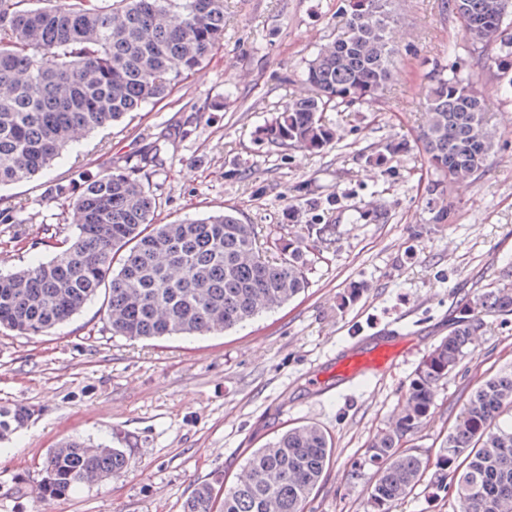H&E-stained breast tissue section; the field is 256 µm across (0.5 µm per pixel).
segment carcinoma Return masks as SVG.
I'll list each match as a JSON object with an SVG mask.
<instances>
[{
  "mask_svg": "<svg viewBox=\"0 0 512 512\" xmlns=\"http://www.w3.org/2000/svg\"><path fill=\"white\" fill-rule=\"evenodd\" d=\"M40 6H32V2ZM386 0H346L347 44L335 41L309 60L311 93L288 103L258 129L270 143L320 152L339 140L325 113L376 100L393 78L386 30L374 15ZM464 37L491 51L498 76L512 83V0H448ZM224 41V0H0V187L49 167L76 133H89L165 98ZM422 157L437 176L429 186L433 222L448 221L447 192L485 166L494 135L487 100L468 79L433 73L424 87ZM408 150L389 142L370 155L377 166ZM153 146L133 166L82 175L47 187L46 197L73 210L75 237L54 230L41 245L51 260L0 273V328L38 336L69 322L99 289L105 317L130 339L225 331L280 308L308 285L303 240L267 247L231 212L175 224L153 223L146 181L162 165ZM323 242L335 224H307ZM118 268H113V264ZM481 313L512 315V287L476 290L457 306L442 339L407 385L398 416L368 448L374 467L371 512H392L426 475L428 487H453L452 512H512V368L470 394L431 456L404 443L424 424L438 383L456 369L482 325ZM334 454L315 423L282 433L252 452L249 474L224 490L203 481L182 512H304ZM119 448L67 441L52 449L38 489L42 502L65 497L93 475L123 474Z\"/></svg>",
  "mask_w": 512,
  "mask_h": 512,
  "instance_id": "carcinoma-1",
  "label": "carcinoma"
}]
</instances>
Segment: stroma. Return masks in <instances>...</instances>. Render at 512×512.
I'll use <instances>...</instances> for the list:
<instances>
[{
  "instance_id": "stroma-1",
  "label": "stroma",
  "mask_w": 512,
  "mask_h": 512,
  "mask_svg": "<svg viewBox=\"0 0 512 512\" xmlns=\"http://www.w3.org/2000/svg\"><path fill=\"white\" fill-rule=\"evenodd\" d=\"M341 0H225L224 44L164 100L71 143L29 181L0 188V272L49 261L45 225L77 231L71 210L47 202L49 182L137 162L159 143L149 177L154 221L171 224L235 211L262 234L293 239L330 204L331 244L307 249L309 286L284 307L206 336L130 340L113 335L96 296L46 336L0 329V411L23 410L0 433V512H36L43 462L67 440L121 449V476L78 487L48 512H181L201 481L245 476L251 451L303 422L335 451L306 512H367L374 469L352 474L398 413L423 358L448 334L469 292L512 283V85L463 36L445 0H390L395 74L379 99L328 113L340 139L314 153L271 145L259 126L307 93L308 60L340 32ZM457 73L485 94L497 131L479 174L448 192L447 223L428 208L431 175L418 140L430 72ZM403 140L389 172L367 162ZM384 219L354 221L372 205ZM364 292L344 303L350 283ZM407 339L396 360L357 388L330 387L336 354L381 329ZM512 366V316L486 314L470 350L435 391L409 445L437 451L464 401L486 376Z\"/></svg>"
}]
</instances>
